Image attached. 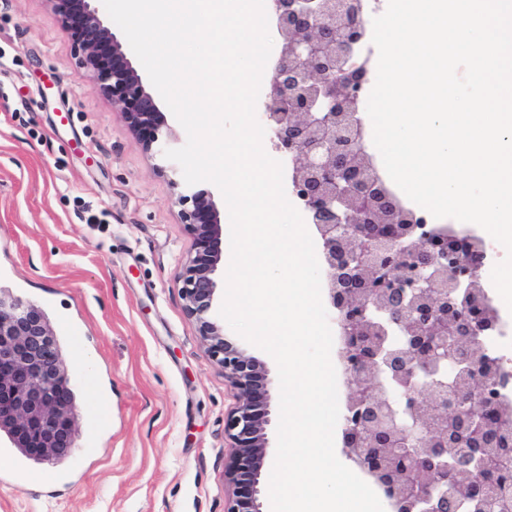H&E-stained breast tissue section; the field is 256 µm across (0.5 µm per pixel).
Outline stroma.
Returning <instances> with one entry per match:
<instances>
[{"label": "stroma", "instance_id": "35a3bbf8", "mask_svg": "<svg viewBox=\"0 0 512 512\" xmlns=\"http://www.w3.org/2000/svg\"><path fill=\"white\" fill-rule=\"evenodd\" d=\"M178 211L48 0H0V290L48 317L78 406L70 455L0 445V512H224L233 400Z\"/></svg>", "mask_w": 512, "mask_h": 512}]
</instances>
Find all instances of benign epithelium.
Wrapping results in <instances>:
<instances>
[{"label":"benign epithelium","instance_id":"7a95c632","mask_svg":"<svg viewBox=\"0 0 512 512\" xmlns=\"http://www.w3.org/2000/svg\"><path fill=\"white\" fill-rule=\"evenodd\" d=\"M68 28L93 81L119 110L142 149L164 156L170 134L122 42L100 19L94 0H49ZM281 37L270 77L265 120L272 145L294 168L299 195L321 243L324 288L343 331L349 372L347 415L340 441L348 457L373 477L390 512H456L448 490L452 433L474 427L469 407L448 390L483 383L484 363L463 341L494 329L477 293L482 256L436 230L389 194L366 151L358 117L366 69L352 63L365 37L362 0H271ZM179 217L195 254L175 276L186 315L209 357L224 371L234 406L224 420L231 448L225 512H263L260 478L266 467L271 418L268 371L224 339L214 316L220 294L215 273L224 263L219 211L209 191L171 179ZM0 430L37 459L60 458L77 436L70 378L44 314L0 296ZM512 466V424L490 443ZM475 477L468 492L481 512H505L506 487L486 490Z\"/></svg>","mask_w":512,"mask_h":512}]
</instances>
